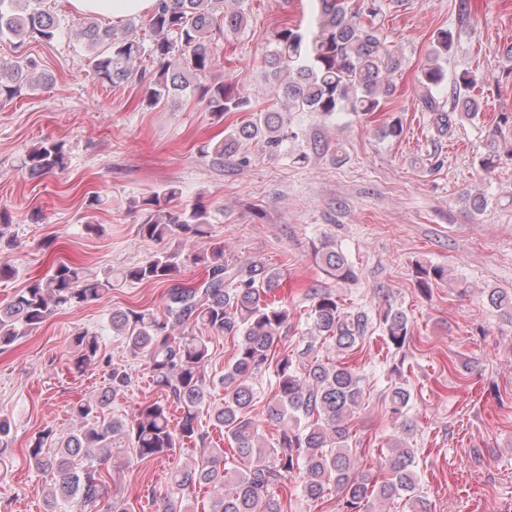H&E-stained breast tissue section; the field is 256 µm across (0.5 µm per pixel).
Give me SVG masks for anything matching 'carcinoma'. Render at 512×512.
<instances>
[{
  "label": "carcinoma",
  "instance_id": "obj_1",
  "mask_svg": "<svg viewBox=\"0 0 512 512\" xmlns=\"http://www.w3.org/2000/svg\"><path fill=\"white\" fill-rule=\"evenodd\" d=\"M228 10L224 0H157L146 17H132L121 28L89 21L78 32L91 52L95 76L112 87L136 81L145 87L147 104L157 108L196 96L213 118L222 121L236 112H250V120L232 127L224 138L201 149L216 164L240 157L243 142L258 139L271 152L280 149L283 117L277 106L258 109L238 83H202L215 64L224 36L247 22L244 0ZM315 28L284 22L271 33L272 47L262 58V72L272 99L290 112H354L374 115L383 111L396 85L389 76L401 59L380 38L377 0H316ZM144 29L149 37L138 34ZM61 24L41 7V0H0V36L23 43L50 42ZM456 33L437 30L429 45L418 82L423 103L441 132L464 121L480 120L482 107L470 95L476 76L462 70L448 77L442 62L455 45ZM150 60L151 66L140 67ZM36 62L19 57L0 64V102H10L41 85ZM448 92V98L441 97ZM512 124V112L499 113L488 131L480 159L491 172L506 156L512 160V137L503 127ZM66 165L64 145L46 142L24 158L32 177H42ZM173 188H163L143 200L138 233L162 241L171 236L203 239L208 236L210 208L202 201L176 208ZM321 269L338 281L353 278L343 253L326 243L317 251ZM186 263L203 267L198 285L179 279ZM445 278L440 267L418 266L416 287L422 293ZM150 282L165 287L163 312L150 309H115L112 332L129 353L148 364L160 395L136 404L131 413L112 415V400L129 390L128 372L111 366L97 337L74 334L70 362L74 369L105 366L107 376L100 394L71 406L75 426L60 439L46 426L30 437L29 466L50 477L44 491L45 512H62L73 500L93 508L106 491L102 468L126 448L138 460L175 457L198 442L204 451L190 464L175 467L166 490L149 496L156 512H191L190 496L202 487L213 491L209 512H284L280 488L299 475L302 495L315 507L334 492L336 512H370L377 502L398 499L410 512H428L418 493L415 449L408 438L415 425L408 419L410 391L394 383L385 392L389 412L398 423L397 435L387 443L385 472L377 475L354 465L356 436L350 422L366 398L364 379L346 362L323 357L317 345L329 344L339 354H352L375 330L387 346L400 350L411 335L407 313L389 307L377 317L346 309L336 295L310 288L311 325L308 344L296 356L272 354L275 340L288 327V305L276 299L284 274L277 268L246 264L224 253V242H208L193 253L161 250L142 263L89 277L66 262L52 264L49 273L32 280L5 305H0V351L12 346L59 309H70L102 299L114 283ZM488 300L500 317L512 323V293L493 288ZM232 343L231 361L224 375L209 381L206 368L212 359V338ZM274 368L275 391L267 403L266 421L251 415L254 380ZM224 387V402L211 408V426L219 437L202 428L200 414L209 404L211 387ZM276 427L265 433L264 424ZM229 448H224V445Z\"/></svg>",
  "mask_w": 512,
  "mask_h": 512
}]
</instances>
